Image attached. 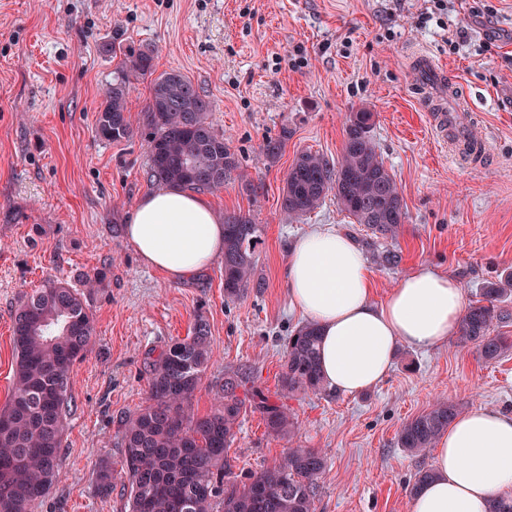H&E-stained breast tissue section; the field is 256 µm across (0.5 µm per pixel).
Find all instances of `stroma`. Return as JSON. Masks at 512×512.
I'll return each mask as SVG.
<instances>
[{
    "label": "stroma",
    "mask_w": 512,
    "mask_h": 512,
    "mask_svg": "<svg viewBox=\"0 0 512 512\" xmlns=\"http://www.w3.org/2000/svg\"><path fill=\"white\" fill-rule=\"evenodd\" d=\"M477 17L455 0L420 27L430 0H0V408L13 383V316L23 296L57 276L79 285L95 339L71 368L72 411L62 470L34 512H125L116 478L98 494L101 460L119 465L118 426L145 405L149 350L185 338L196 318L211 329V362L191 404L208 413L210 384L251 373L265 394L280 390L286 338L303 319L288 306L284 269L293 241L330 224L362 246L384 296L421 264L456 277L467 301L512 270V0ZM466 40L450 41L457 32ZM492 50H482L485 41ZM125 50L152 48L156 73L179 71L214 105L212 121L239 159L234 181L210 192L217 214L241 211L263 227L256 275L265 286L224 298V262L172 280L142 263L120 228L144 195L148 153L143 112L149 79L127 97L133 134L99 139L98 111ZM426 52L463 89L486 155L453 162L426 120L412 56ZM373 114L372 136L399 189L405 220L392 238L351 223L334 196L301 220L282 209L297 154L341 157L349 112ZM287 136L277 160L267 138ZM397 265L381 262L383 252ZM439 399L460 412L512 413V353L483 359L456 338L431 350L400 347L388 377L353 395L284 398L298 428L268 434L259 414L241 419L229 453L238 483L291 448L321 451L327 467L317 512H409L415 472L432 452L398 444L401 426Z\"/></svg>",
    "instance_id": "obj_1"
}]
</instances>
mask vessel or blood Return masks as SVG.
<instances>
[{
	"instance_id": "obj_1",
	"label": "vessel or blood",
	"mask_w": 512,
	"mask_h": 512,
	"mask_svg": "<svg viewBox=\"0 0 512 512\" xmlns=\"http://www.w3.org/2000/svg\"><path fill=\"white\" fill-rule=\"evenodd\" d=\"M414 63L415 71L422 76L423 107L439 140L450 142L457 160L470 161L482 155L485 150L483 139L464 120L461 110L452 111L446 105L441 93L447 78L446 71L439 69L424 53L418 54Z\"/></svg>"
}]
</instances>
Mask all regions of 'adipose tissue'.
<instances>
[{"label": "adipose tissue", "mask_w": 512, "mask_h": 512, "mask_svg": "<svg viewBox=\"0 0 512 512\" xmlns=\"http://www.w3.org/2000/svg\"><path fill=\"white\" fill-rule=\"evenodd\" d=\"M124 232L146 265L174 280L195 276L224 252V226L208 198L179 187L141 198ZM285 278L292 308L319 329L324 383L343 394L384 381L399 346L446 343L467 311L459 282L424 265L374 301L365 255L328 227L295 241ZM432 468L410 512H488L494 499L512 496V414L478 407L457 416L436 443Z\"/></svg>", "instance_id": "obj_1"}]
</instances>
